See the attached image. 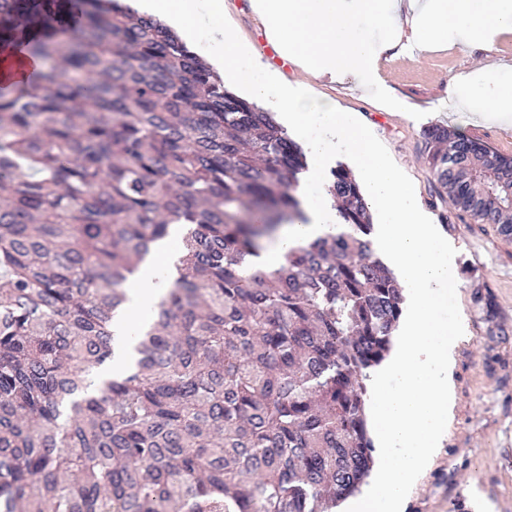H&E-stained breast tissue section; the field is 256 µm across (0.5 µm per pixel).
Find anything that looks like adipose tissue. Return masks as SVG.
Returning a JSON list of instances; mask_svg holds the SVG:
<instances>
[{"instance_id": "ef3b65f1", "label": "adipose tissue", "mask_w": 512, "mask_h": 512, "mask_svg": "<svg viewBox=\"0 0 512 512\" xmlns=\"http://www.w3.org/2000/svg\"><path fill=\"white\" fill-rule=\"evenodd\" d=\"M253 4L268 36L296 67L315 76L348 78L365 94L375 87L385 48L362 27L363 18H374L395 38H407L421 49L459 40L489 44L496 35L512 32V0H424L411 15L404 12V0H253ZM458 83L465 91L464 107L477 109L484 121L512 124L511 78L483 67L462 74ZM302 208L303 220L280 228L272 244L252 257L253 268L275 269L289 249L338 231L330 198L303 203ZM175 278L171 263L160 268L143 264L128 284L125 320L143 323Z\"/></svg>"}]
</instances>
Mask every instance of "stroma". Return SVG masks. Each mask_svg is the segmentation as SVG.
<instances>
[{"label":"stroma","instance_id":"35a3bbf8","mask_svg":"<svg viewBox=\"0 0 512 512\" xmlns=\"http://www.w3.org/2000/svg\"><path fill=\"white\" fill-rule=\"evenodd\" d=\"M495 64L512 76V37L494 46L461 41L422 52L397 44L384 52L379 74L403 111L330 77H308L314 95L357 113L412 180L435 223L457 247V294L468 326L455 355V406L448 435L412 490L405 512H512V242L476 224L452 203L433 201L422 131L442 123L512 156V125L478 120L458 105L457 78Z\"/></svg>","mask_w":512,"mask_h":512}]
</instances>
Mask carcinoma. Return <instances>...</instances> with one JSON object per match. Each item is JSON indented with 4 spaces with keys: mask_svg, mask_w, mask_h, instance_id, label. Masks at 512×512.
<instances>
[{
    "mask_svg": "<svg viewBox=\"0 0 512 512\" xmlns=\"http://www.w3.org/2000/svg\"><path fill=\"white\" fill-rule=\"evenodd\" d=\"M62 29L66 37L50 33ZM0 512H336L374 465L366 373L404 296L349 171L342 231L251 269L303 218V148L120 0H0ZM434 193L512 240V157L422 132ZM178 277L110 370L125 285Z\"/></svg>",
    "mask_w": 512,
    "mask_h": 512,
    "instance_id": "cac0c4a2",
    "label": "carcinoma"
}]
</instances>
